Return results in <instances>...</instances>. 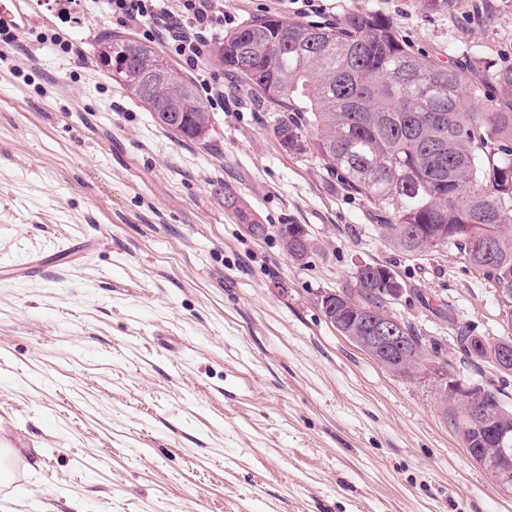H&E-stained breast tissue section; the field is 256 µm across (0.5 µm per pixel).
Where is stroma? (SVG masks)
<instances>
[{
    "mask_svg": "<svg viewBox=\"0 0 512 512\" xmlns=\"http://www.w3.org/2000/svg\"><path fill=\"white\" fill-rule=\"evenodd\" d=\"M224 28L256 14L336 22L356 5L419 52L512 66V0H223ZM32 37L0 43V512H512V493L464 447L442 376L512 373L463 356L455 330L507 336L498 291L459 251L410 256L362 198L285 151L288 113L224 83L206 140L176 137L112 81L110 35L141 37L92 7L71 22L32 0ZM73 43L66 53L39 34ZM232 191L266 224L249 234ZM304 225L291 260L275 228ZM404 284L392 307L426 340L393 373L324 317L322 294L365 265ZM224 206L232 210L233 214L241 224H247L248 231L253 236H261L267 232L265 224H260L253 215L243 208L231 191L224 193Z\"/></svg>",
    "mask_w": 512,
    "mask_h": 512,
    "instance_id": "1",
    "label": "stroma"
}]
</instances>
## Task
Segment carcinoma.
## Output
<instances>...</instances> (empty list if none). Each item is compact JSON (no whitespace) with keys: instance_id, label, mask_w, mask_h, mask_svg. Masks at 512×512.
I'll list each match as a JSON object with an SVG mask.
<instances>
[{"instance_id":"1","label":"carcinoma","mask_w":512,"mask_h":512,"mask_svg":"<svg viewBox=\"0 0 512 512\" xmlns=\"http://www.w3.org/2000/svg\"><path fill=\"white\" fill-rule=\"evenodd\" d=\"M224 69L262 97L296 111L274 131L288 151L310 155L378 219V233L411 255L452 246L498 289L512 316V67L483 73L453 58L414 52L395 23L359 6L334 24L258 14L224 33L213 49ZM112 80L147 104L154 117L174 112L188 126L211 125L197 87L158 51L133 38L109 36L99 51ZM224 207L254 236L267 232L229 189ZM288 256L296 246L276 228ZM384 265L358 270L353 288L336 300V329L365 335L363 320L391 314ZM406 352L392 371L409 374L424 354V339L403 324ZM466 355L495 356L503 346L460 332ZM453 401L454 424L465 448H489L486 431L470 422L469 399ZM493 426L512 437V411L502 392H478Z\"/></svg>"}]
</instances>
